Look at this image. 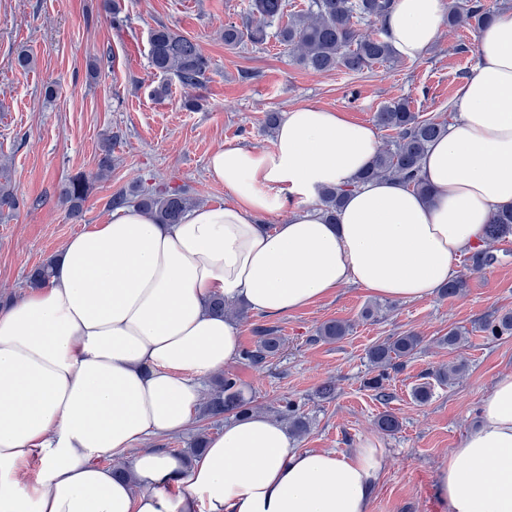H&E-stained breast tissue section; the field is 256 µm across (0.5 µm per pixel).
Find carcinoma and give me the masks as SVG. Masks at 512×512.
Segmentation results:
<instances>
[{"mask_svg":"<svg viewBox=\"0 0 512 512\" xmlns=\"http://www.w3.org/2000/svg\"><path fill=\"white\" fill-rule=\"evenodd\" d=\"M102 8L112 19V27H123L119 0H102ZM392 8V0H309L306 9L288 16V21L278 27L276 37L288 47L292 60L303 69L322 74L334 70L359 73L377 63L395 61V51L388 40L386 30L361 31L355 22L380 19ZM285 0H250L248 12L241 24L224 26V44L230 47L246 41L260 44L266 41L268 29L284 16ZM493 15L482 0H469L467 8L457 3L448 6L445 23L457 27L467 20L473 29L489 23ZM151 66L157 72L174 76L186 88L199 86L209 69V61L196 40L181 35L165 26L150 34ZM380 128L392 132L389 143L379 149L370 165L351 182L340 188H328L322 193V205L327 217L336 218L344 196L359 185L373 180H396L413 186L419 192L426 191L421 182V161L428 147L448 130V122L439 116L423 117L412 111L410 102L399 98L383 105L374 114ZM112 172V139L102 145L96 171L78 173L69 178L62 190L68 205V215L77 220L82 217L84 204L93 181ZM198 204L187 191L162 183L144 193L137 207L146 211L161 224H178ZM512 238V208H506L493 216L481 243L470 248L467 261L469 269L480 270L497 261L493 246ZM53 262L47 261L33 268L28 284L37 288L49 281ZM467 287L465 275H455L441 289L448 298L460 296ZM350 326L340 321H329L319 330L320 338L327 342L339 341L349 333ZM483 331L496 338L512 334V312L505 313L483 325ZM255 348L243 352V359L253 365H261L275 356L282 340L274 331L258 327ZM422 339L412 333L393 336L372 347L368 356L378 368L384 369L396 359L412 356ZM204 411L214 418L233 417L253 411L252 401L246 398L236 379L221 376L211 384ZM282 419L289 423L291 431H306V422L295 415L294 404L286 402L281 411Z\"/></svg>","mask_w":512,"mask_h":512,"instance_id":"1","label":"carcinoma"}]
</instances>
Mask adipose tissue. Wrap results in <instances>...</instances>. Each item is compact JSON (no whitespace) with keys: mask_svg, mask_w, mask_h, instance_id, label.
Masks as SVG:
<instances>
[{"mask_svg":"<svg viewBox=\"0 0 512 512\" xmlns=\"http://www.w3.org/2000/svg\"><path fill=\"white\" fill-rule=\"evenodd\" d=\"M445 11L446 0H394L382 24L395 52L422 57ZM456 106L421 162L429 195L376 180L328 223L322 191L357 176L378 138L307 105L286 113L273 150L213 153L231 202L178 224L123 208L71 237L49 284L0 312V512H368L382 465L368 441L301 450L261 416L225 424L189 461L147 441L185 430L204 382L239 355L214 297L281 315L350 284L424 300L453 276L512 206V10L481 31ZM292 201L288 223L260 224ZM108 455L126 457L125 472L98 465ZM436 490L447 512H512V372L483 396Z\"/></svg>","mask_w":512,"mask_h":512,"instance_id":"1","label":"adipose tissue"}]
</instances>
